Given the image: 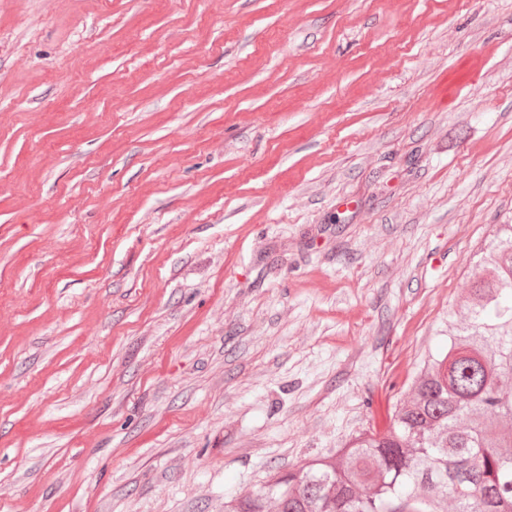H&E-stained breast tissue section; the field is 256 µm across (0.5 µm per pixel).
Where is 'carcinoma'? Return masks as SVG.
<instances>
[{"mask_svg":"<svg viewBox=\"0 0 512 512\" xmlns=\"http://www.w3.org/2000/svg\"><path fill=\"white\" fill-rule=\"evenodd\" d=\"M470 292L384 431L225 512H512V224L480 250Z\"/></svg>","mask_w":512,"mask_h":512,"instance_id":"carcinoma-1","label":"carcinoma"}]
</instances>
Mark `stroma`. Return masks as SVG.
Returning <instances> with one entry per match:
<instances>
[{
    "instance_id": "stroma-1",
    "label": "stroma",
    "mask_w": 512,
    "mask_h": 512,
    "mask_svg": "<svg viewBox=\"0 0 512 512\" xmlns=\"http://www.w3.org/2000/svg\"><path fill=\"white\" fill-rule=\"evenodd\" d=\"M511 223L512 0H0V512L384 429Z\"/></svg>"
}]
</instances>
